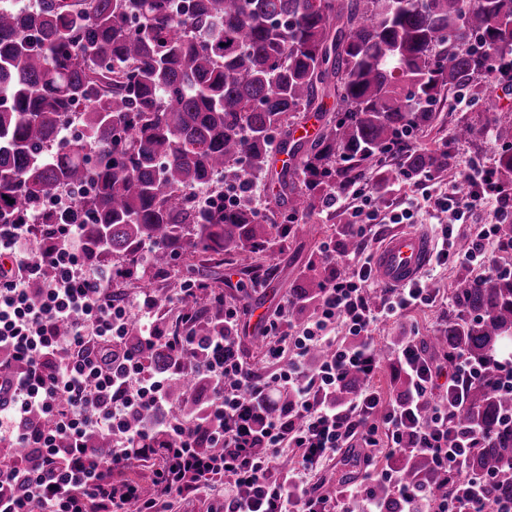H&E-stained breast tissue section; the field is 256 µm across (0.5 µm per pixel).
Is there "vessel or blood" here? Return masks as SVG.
I'll return each instance as SVG.
<instances>
[{"label": "vessel or blood", "mask_w": 512, "mask_h": 512, "mask_svg": "<svg viewBox=\"0 0 512 512\" xmlns=\"http://www.w3.org/2000/svg\"><path fill=\"white\" fill-rule=\"evenodd\" d=\"M433 255V242L415 230H401L390 235L373 258L377 281L399 287L415 281Z\"/></svg>", "instance_id": "vessel-or-blood-1"}]
</instances>
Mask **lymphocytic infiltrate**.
Returning a JSON list of instances; mask_svg holds the SVG:
<instances>
[{
    "label": "lymphocytic infiltrate",
    "mask_w": 512,
    "mask_h": 512,
    "mask_svg": "<svg viewBox=\"0 0 512 512\" xmlns=\"http://www.w3.org/2000/svg\"><path fill=\"white\" fill-rule=\"evenodd\" d=\"M461 179L464 194L452 186L434 190L429 174L416 175L415 195L383 210L354 183L329 199L328 209L349 212L357 247L346 254L326 247L330 270L307 322L291 324L282 307L267 317L261 339L275 366L268 374L238 353L236 306L223 303L210 335H197L187 319L182 330H166L154 293L128 298L115 290L137 261L98 264L83 224H36L27 215L0 220V370H17L11 399L0 404V512H169L172 501L208 494L228 472L235 480L224 489L222 512H331L311 475L354 441L373 447L382 439L388 453L410 448L429 456L430 472L409 480L386 464L350 490L345 512H388L372 491L378 481L391 489L397 512H499L484 503L485 477L467 469L481 433L456 422V403L479 378L478 365L462 353L449 365L433 361L412 336L389 353L404 392L385 399L373 386L378 323L440 301L423 276L376 289L372 229L380 216L407 224L422 209L441 220L435 267L454 258L486 273L490 248H506L496 220L512 208V192L479 162ZM466 222L470 243L458 254L454 228ZM133 327L141 345L169 350L165 368L134 350ZM340 327L347 334L341 341ZM194 355L210 389L202 419L175 414L170 397ZM353 374L357 399L337 403V390ZM284 389L292 400L276 405ZM100 434L110 439L109 454L94 445ZM144 448L156 451L149 473L127 480ZM288 448L297 449V461L284 469ZM457 482L466 495L449 497ZM147 484L152 493H144Z\"/></svg>",
    "instance_id": "f902f5d3"
}]
</instances>
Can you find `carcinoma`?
I'll return each mask as SVG.
<instances>
[{
	"mask_svg": "<svg viewBox=\"0 0 512 512\" xmlns=\"http://www.w3.org/2000/svg\"><path fill=\"white\" fill-rule=\"evenodd\" d=\"M491 52L511 76L512 0H0V217L58 224L60 212L38 207L66 187L101 258L131 260L150 242L159 270L190 248L218 266L233 252L241 274L268 277L259 257L272 240L296 235L345 184L456 166L455 142L482 128L461 121L431 148L415 138L450 89L480 84ZM312 116L319 134L293 139ZM487 124L498 179L512 183V113ZM276 142L301 156L302 181L270 167ZM260 184L275 189L281 221L252 206ZM201 188L214 195L206 204ZM322 288L305 276L293 315ZM453 294L458 312L430 343L481 366L458 407L481 431L468 468L488 477L486 500L512 502V387L495 362L512 342V271L464 277ZM184 307L198 334L215 329L210 294ZM130 343L168 362L135 328ZM207 388L199 372L176 382L177 410L205 416ZM400 456L406 477L425 476L427 457Z\"/></svg>",
	"mask_w": 512,
	"mask_h": 512,
	"instance_id": "cac0c4a2",
	"label": "carcinoma"
}]
</instances>
